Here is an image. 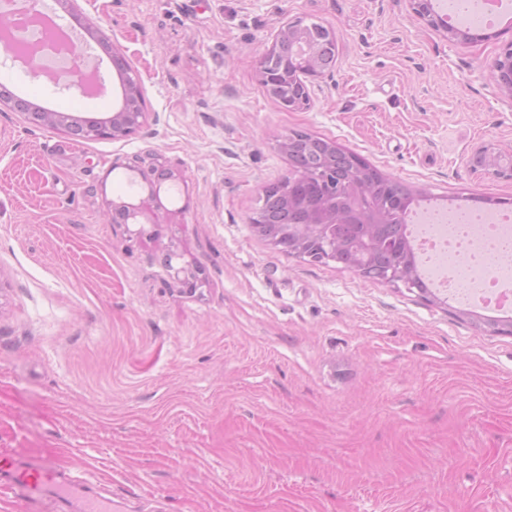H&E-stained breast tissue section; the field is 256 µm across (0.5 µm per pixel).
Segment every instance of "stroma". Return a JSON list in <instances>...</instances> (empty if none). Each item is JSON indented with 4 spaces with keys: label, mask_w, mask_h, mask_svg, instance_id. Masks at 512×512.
Segmentation results:
<instances>
[{
    "label": "stroma",
    "mask_w": 512,
    "mask_h": 512,
    "mask_svg": "<svg viewBox=\"0 0 512 512\" xmlns=\"http://www.w3.org/2000/svg\"><path fill=\"white\" fill-rule=\"evenodd\" d=\"M157 115L76 140L0 106V463L55 460L127 512H512V334L401 284L288 255L250 223L290 163L279 135L335 141L412 192L512 209L494 37L448 40L405 0H72ZM332 28L335 66L285 112L256 61L284 19ZM0 66L21 97L106 113ZM163 181L153 224L105 217ZM174 253L165 267L166 253ZM195 271L194 290L173 267ZM470 168L481 169L499 178L512 179L511 154L505 161L503 152L491 144H484L474 149L468 160Z\"/></svg>",
    "instance_id": "stroma-1"
}]
</instances>
